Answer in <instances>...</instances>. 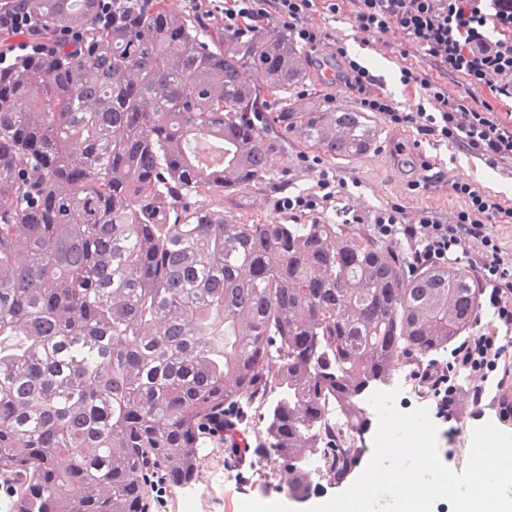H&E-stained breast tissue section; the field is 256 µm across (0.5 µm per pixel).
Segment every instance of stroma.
Masks as SVG:
<instances>
[{
    "instance_id": "1",
    "label": "stroma",
    "mask_w": 512,
    "mask_h": 512,
    "mask_svg": "<svg viewBox=\"0 0 512 512\" xmlns=\"http://www.w3.org/2000/svg\"><path fill=\"white\" fill-rule=\"evenodd\" d=\"M352 9L347 2L339 12L322 10L314 19L344 45L347 58L371 69L379 79L380 93L406 109L422 104V94L399 81L400 68L413 61L404 52L402 37L359 31L350 19ZM300 53L311 57L312 62L305 67L306 80L292 90L291 102L325 110L357 109V102L338 80L346 58L333 56L326 49L314 53L306 45L301 46ZM370 118L379 127L377 141L370 150L350 159L330 158L319 149L304 146L292 135L281 139L269 155L270 185L251 189L244 197L225 200V212L258 217L266 223H284L287 214L278 210L279 198L315 191L323 169L337 176L341 186L336 202L317 217L339 224L372 226L376 213L392 205L403 209L409 218L422 208L448 216L466 206L465 199L451 189L455 181L473 183L512 207V160H504L493 169L480 157L428 142L423 145L424 156L412 154L404 160L393 149L396 144L417 140L416 130L393 128L377 112L371 113ZM493 403V398H483L479 419L465 417L454 437L437 435L438 456L445 465L462 471L458 450L478 421H500ZM196 487L199 512H241L243 500L276 501L284 497L278 487L264 482L257 457L249 455L233 462L226 450L217 445L206 450Z\"/></svg>"
}]
</instances>
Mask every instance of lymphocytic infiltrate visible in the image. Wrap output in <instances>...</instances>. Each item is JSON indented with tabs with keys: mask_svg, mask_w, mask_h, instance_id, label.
<instances>
[{
	"mask_svg": "<svg viewBox=\"0 0 512 512\" xmlns=\"http://www.w3.org/2000/svg\"><path fill=\"white\" fill-rule=\"evenodd\" d=\"M0 7V66L22 54H51L65 47L80 51L85 28L59 26L47 29L29 7V0H5ZM201 22L225 32L246 36L273 21L283 22L295 41L317 47L330 35L314 23L318 10L336 12L340 0H190ZM351 19L360 31L376 35L396 33L443 74L463 78L470 91H494L500 100L512 101V0H351ZM493 27L497 39L485 34ZM361 108L383 114L398 128H414L425 139L454 146L483 158L495 167L512 159V121L499 119L493 108L473 109L451 98L441 82L431 80L421 68L402 67L400 81L423 92L428 104L414 110L398 106L376 92L377 77L356 61H348L340 78ZM452 190L467 200L465 209L443 219L424 208L406 220L400 208L378 211L374 226L379 235L406 237L414 263L451 261L456 253L474 258L478 275L488 290L492 323L487 332L465 338L451 354L448 367L430 364L420 375L443 422L460 416L464 401L451 383V371L488 376L501 363L512 360L500 331H512V278L503 268L498 245L489 231L493 224H511L512 207L474 184L453 182Z\"/></svg>",
	"mask_w": 512,
	"mask_h": 512,
	"instance_id": "f902f5d3",
	"label": "lymphocytic infiltrate"
}]
</instances>
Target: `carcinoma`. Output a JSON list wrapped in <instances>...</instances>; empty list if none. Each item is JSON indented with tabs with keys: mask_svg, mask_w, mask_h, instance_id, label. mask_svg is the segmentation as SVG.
Returning <instances> with one entry per match:
<instances>
[{
	"mask_svg": "<svg viewBox=\"0 0 512 512\" xmlns=\"http://www.w3.org/2000/svg\"><path fill=\"white\" fill-rule=\"evenodd\" d=\"M32 2L50 28L94 10ZM123 6L79 53L0 67L9 512H151L161 490L199 478L201 448L240 430L252 403L259 447L228 453L273 461L305 499L317 449L331 448L330 486L363 452L323 441V402L365 434L366 393L470 331L481 288L452 265L407 276L403 250L357 224L225 214L224 199L269 184L277 137L346 159L375 144L376 123L288 103L303 71L273 26L243 40L166 0ZM271 98L279 111L264 110Z\"/></svg>",
	"mask_w": 512,
	"mask_h": 512,
	"instance_id": "1",
	"label": "carcinoma"
}]
</instances>
